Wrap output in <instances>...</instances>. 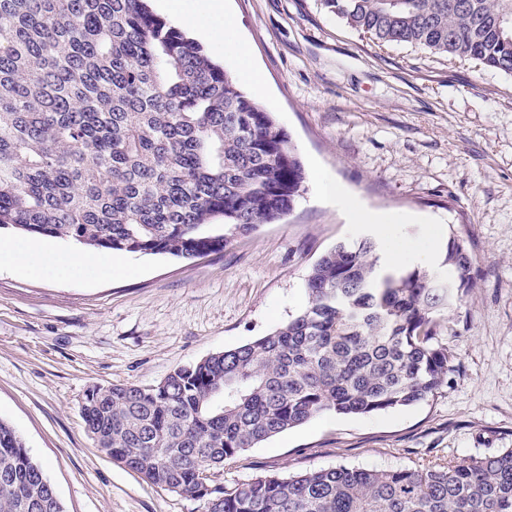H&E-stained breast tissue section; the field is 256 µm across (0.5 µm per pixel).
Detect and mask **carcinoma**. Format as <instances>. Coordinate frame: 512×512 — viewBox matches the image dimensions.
Returning a JSON list of instances; mask_svg holds the SVG:
<instances>
[{
    "mask_svg": "<svg viewBox=\"0 0 512 512\" xmlns=\"http://www.w3.org/2000/svg\"><path fill=\"white\" fill-rule=\"evenodd\" d=\"M382 44L512 73V0H322ZM287 131L147 0H0V230L97 250L197 258L290 214L305 190ZM376 244L312 267L305 309L155 385L93 387L96 445L204 512H512V449L454 465L339 466L218 485L207 473L322 414L420 403L448 374L437 317L472 284L464 241L435 287L378 268ZM0 419V512H64Z\"/></svg>",
    "mask_w": 512,
    "mask_h": 512,
    "instance_id": "1",
    "label": "carcinoma"
}]
</instances>
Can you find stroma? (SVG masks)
<instances>
[{
    "label": "stroma",
    "mask_w": 512,
    "mask_h": 512,
    "mask_svg": "<svg viewBox=\"0 0 512 512\" xmlns=\"http://www.w3.org/2000/svg\"><path fill=\"white\" fill-rule=\"evenodd\" d=\"M234 41L266 82L260 103L307 173L294 210L193 260L97 252L43 239L24 269L0 260V418L22 436L65 512H203L114 462L86 431L90 387L150 386L173 369L266 335L306 306L316 261L372 237L326 202L318 174L360 206L410 216L392 237L463 239L473 283L440 317L453 356L428 400L332 414L243 451L217 471L232 487L344 465L450 464L512 448V74L411 44H378L321 0H224Z\"/></svg>",
    "instance_id": "obj_1"
}]
</instances>
